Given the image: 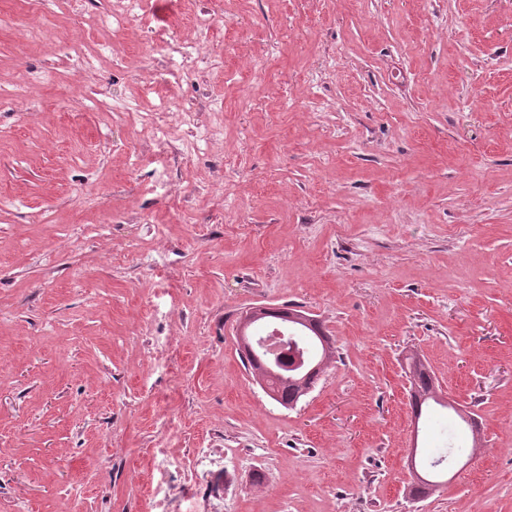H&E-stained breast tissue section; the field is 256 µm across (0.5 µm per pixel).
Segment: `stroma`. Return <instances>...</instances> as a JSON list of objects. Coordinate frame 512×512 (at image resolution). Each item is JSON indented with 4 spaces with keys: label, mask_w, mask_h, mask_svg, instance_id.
<instances>
[{
    "label": "stroma",
    "mask_w": 512,
    "mask_h": 512,
    "mask_svg": "<svg viewBox=\"0 0 512 512\" xmlns=\"http://www.w3.org/2000/svg\"><path fill=\"white\" fill-rule=\"evenodd\" d=\"M108 7L0 0V512H512V0ZM180 104L223 138L177 150ZM261 305L336 340L292 409ZM144 4L143 0H113L111 12L113 24L123 27L140 21L143 14H139L136 10L143 11ZM264 316L256 318L253 322V327H264L266 325L275 323L288 326V336H302L307 345L314 347L317 350L318 356L316 361L311 364L300 375L293 376L292 380H279L269 376L268 373V358L266 351L261 348L253 347L252 352L241 350L242 357L245 361L246 368L260 384L264 383L268 389L269 397L276 403L284 408H293L306 396L309 391L314 387L318 380L319 374L323 370V366L330 362L336 353V348L332 341L331 336L323 329L319 321L314 319L308 313L298 309H276L272 311L271 308L257 307ZM275 319L278 321L269 320ZM313 318L312 327L305 324L303 321ZM318 364V369L311 375H305L307 371L314 365ZM410 382H411V398L412 408L416 417L422 414V407L429 399L433 400L436 404L442 405L436 399V385L433 376L425 368L424 364L419 359V363L415 362L410 365Z\"/></svg>",
    "instance_id": "1"
}]
</instances>
